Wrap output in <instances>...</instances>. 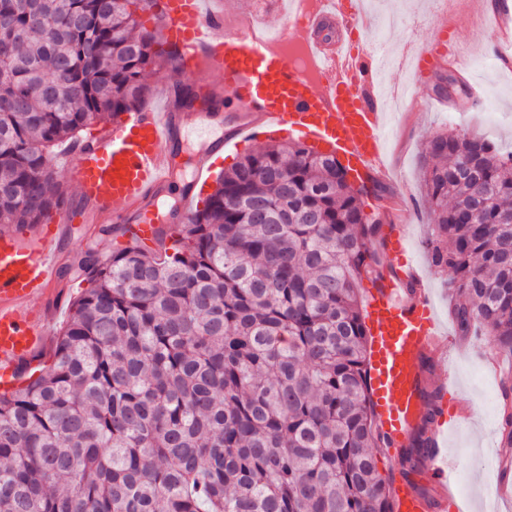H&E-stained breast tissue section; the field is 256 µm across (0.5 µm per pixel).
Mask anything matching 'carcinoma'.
Returning <instances> with one entry per match:
<instances>
[{"mask_svg": "<svg viewBox=\"0 0 512 512\" xmlns=\"http://www.w3.org/2000/svg\"><path fill=\"white\" fill-rule=\"evenodd\" d=\"M135 0H0V224H44L65 192L54 149L146 105L171 66ZM198 101L177 88L178 109ZM427 247L449 270L459 335L512 354V151L461 133L424 148ZM337 158L269 143L219 175L161 254L126 224L99 232L62 276L53 365L0 393V512H394L393 469L368 381L363 279L389 270ZM399 455L434 448L439 390ZM512 446V372L501 374Z\"/></svg>", "mask_w": 512, "mask_h": 512, "instance_id": "obj_1", "label": "carcinoma"}]
</instances>
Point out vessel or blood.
Returning <instances> with one entry per match:
<instances>
[{"label": "vessel or blood", "instance_id": "vessel-or-blood-1", "mask_svg": "<svg viewBox=\"0 0 512 512\" xmlns=\"http://www.w3.org/2000/svg\"><path fill=\"white\" fill-rule=\"evenodd\" d=\"M474 4L493 24L501 46L499 66L511 68L512 13L488 10L486 0ZM154 7L167 45L180 56L183 74L220 75L239 111L227 118L220 108L202 109L181 121L168 109L147 106L126 113L92 141L76 146L69 170L84 209L60 207L55 223L41 225L27 243L12 233H0V376L18 372L47 343L51 330L32 305L57 280L69 224L125 222L142 243L154 245L161 193L178 174L173 151L177 142L200 145L195 173L179 200V224L190 223L193 203L211 178L214 156L243 134L255 140L296 135L343 156L366 174L387 176L386 113L373 96V62L359 50H348L345 35L332 45L308 37L311 52L324 66L323 76L311 79L298 63L273 50L263 30L252 29L248 40L225 34L222 14L207 7L206 0H156ZM306 16L312 24L322 18L336 20L344 30L365 24L356 0H320ZM386 246L401 262L370 293L366 327L370 398L379 429L390 442L387 453L394 458L424 414L420 361L429 354L447 359L454 341L441 327L423 277L403 260L402 225H390ZM422 464L437 488L433 502L401 480L393 485L394 512H446L454 483L438 451H431Z\"/></svg>", "mask_w": 512, "mask_h": 512}]
</instances>
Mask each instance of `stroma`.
<instances>
[{
    "label": "stroma",
    "mask_w": 512,
    "mask_h": 512,
    "mask_svg": "<svg viewBox=\"0 0 512 512\" xmlns=\"http://www.w3.org/2000/svg\"><path fill=\"white\" fill-rule=\"evenodd\" d=\"M213 10L223 12L224 29L237 31L240 17H249L259 27L283 34L286 38L304 40L306 32L288 22L286 0H209ZM371 9L379 15H398L397 24L381 29L371 24L358 29L357 40L365 54L373 59L397 54L409 45L439 52L449 47L464 49L467 82L480 92L476 105L457 112L434 101L435 72L411 71L405 77L409 97L415 106L404 112L389 113L385 129L388 154L386 165L391 172L387 181L388 194L403 195L408 202L412 221L408 225V257L428 283L431 304L447 332L457 328L449 315V274L436 270L427 252L429 211L424 198L419 156L427 142L442 132H460L484 136L505 150H512V70L492 64L493 36L478 30L469 12L454 16L452 29L441 24L438 0H371ZM85 287L81 280L58 278L51 296L36 299L37 310L60 330L68 316V302ZM427 378L439 384L446 372H453L455 382L448 397L470 405L471 422L462 425L444 421L435 437L445 454V467L455 479L453 503L478 501L494 459H512V447H501L496 437L500 422L499 376L501 370L512 367V355L498 356L497 371H490L479 350L456 354L449 364L432 360Z\"/></svg>",
    "instance_id": "1"
}]
</instances>
